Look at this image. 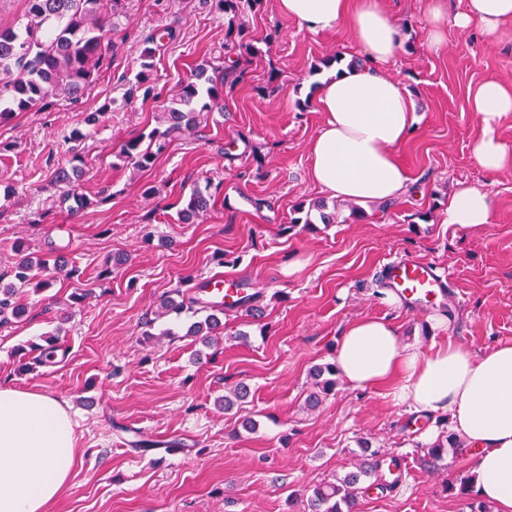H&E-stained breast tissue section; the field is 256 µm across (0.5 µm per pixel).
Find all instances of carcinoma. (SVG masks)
Here are the masks:
<instances>
[{"label":"carcinoma","instance_id":"1","mask_svg":"<svg viewBox=\"0 0 512 512\" xmlns=\"http://www.w3.org/2000/svg\"><path fill=\"white\" fill-rule=\"evenodd\" d=\"M224 13L227 26L224 39L227 48L236 52L237 59L226 67L197 68L193 79L182 84L178 93L162 112L165 129H155L149 142L136 136L121 146V156L138 170H149L169 143L180 134L200 125L201 114L209 113L222 104L224 95L242 83L247 75L243 61L256 52L250 33L241 17L254 12L263 0H211ZM118 0H27V22L17 29L0 30V122L8 121L14 112L44 108L52 98L63 96L77 102L84 97L99 70L110 64L112 42L107 38L105 20L112 17ZM155 48L143 51L137 84L144 95L153 93L150 85ZM82 156L72 155L70 165L60 166L54 180L60 186L59 204L69 210L82 209L90 200L78 192L76 177ZM218 190L211 183L194 185L186 206L180 210L181 221L190 224L214 204ZM16 261L9 282L0 275V325L20 321L27 313L21 294L27 290L41 292L54 282L46 261L33 260L24 253L22 245L15 247ZM190 313L201 316L187 328V335L205 346L218 343L224 333V309L212 306L196 296H187L180 289L161 297L154 318L146 322L152 327L155 320L166 315ZM47 347H36L32 360L39 365L56 362L59 345L56 339L46 340ZM336 363L315 366L310 374L313 388L306 403L313 407L336 390ZM462 443L453 434L437 438L427 452L433 465L443 461L448 452H456ZM379 453L366 456L344 476L334 482L319 484L307 498L308 512H357L361 484L371 478L378 467Z\"/></svg>","mask_w":512,"mask_h":512}]
</instances>
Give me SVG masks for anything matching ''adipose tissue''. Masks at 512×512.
<instances>
[{
	"label": "adipose tissue",
	"instance_id": "ef3b65f1",
	"mask_svg": "<svg viewBox=\"0 0 512 512\" xmlns=\"http://www.w3.org/2000/svg\"><path fill=\"white\" fill-rule=\"evenodd\" d=\"M279 11L313 32L347 24L368 57L364 67H341L317 93L323 125L310 144L312 181L330 196L360 204L393 200L409 176L396 150L414 129L412 102L385 67L402 33L383 0H277ZM512 0H466L449 13L447 0H426L429 44L441 48L447 26L481 25L503 32ZM469 109L480 134L472 146L476 168L492 177L512 169V149L499 137L512 117V88L487 80L470 90ZM486 189L466 185L448 202V221L482 228L493 215ZM336 366L354 388L385 389L393 405L411 413L444 415L466 440L479 497L512 512V343L475 354L448 336L428 350L405 343L383 317L349 322L336 348ZM83 450L67 403L57 396L0 384V512H51L69 487Z\"/></svg>",
	"mask_w": 512,
	"mask_h": 512
}]
</instances>
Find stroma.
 Here are the masks:
<instances>
[{"mask_svg": "<svg viewBox=\"0 0 512 512\" xmlns=\"http://www.w3.org/2000/svg\"><path fill=\"white\" fill-rule=\"evenodd\" d=\"M384 4L405 33L385 73L403 83L418 119L399 150L408 190L386 209L368 204L353 216L348 201L310 180L309 146L324 120L318 87L335 73V56L359 52L344 28H301L276 0L244 17L258 50L250 80L225 96L223 112L172 140L152 169L134 170L122 144L158 128L192 69L229 57L224 16L208 0H121L112 64L82 102L59 98L0 123V273L20 243L49 261L62 253L83 272L29 294L26 319L0 326V380L65 401L87 450L57 512H306L312 488L350 471L365 445L402 456L410 469L398 489L359 495V512H469L448 489L471 476L466 454H448L436 469L427 463L447 420L411 414L384 390L343 381L318 409L304 406L310 369L334 360L344 326L359 317L391 318L403 340L422 349L432 341V318L442 315L448 336L474 352L512 342V171H478L471 147L479 129L468 105L470 88L484 81L512 85V42L451 27L436 50L426 40L425 0ZM160 28L170 36L153 59L155 100L133 85L146 40ZM105 103L104 121L86 129V114ZM78 131L82 192L93 203L72 214L58 206L52 172L68 164ZM228 147L233 157L222 156ZM206 181L222 193L195 223H181L192 185ZM461 184L491 192L490 224H448V199ZM103 189L108 199L96 202ZM320 202L335 210V223H321ZM294 218L315 230L286 231ZM116 252L126 265L102 277ZM222 254L235 264L219 265ZM398 258L433 263L450 276L449 293L428 310L381 304V270ZM293 261L299 269L284 274ZM187 275L246 284L260 294L263 317L227 311L223 339L210 348L187 337L186 317L157 321L146 340V313ZM79 288L91 296L70 303ZM166 328L173 336H163ZM54 333L64 359L19 375V359ZM239 382L250 396L225 411L221 401ZM247 418L254 429L243 427ZM173 438L182 445L175 455L166 447Z\"/></svg>", "mask_w": 512, "mask_h": 512, "instance_id": "stroma-1", "label": "stroma"}]
</instances>
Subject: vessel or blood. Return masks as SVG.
I'll list each match as a JSON object with an SVG mask.
<instances>
[{"label":"vessel or blood","mask_w":512,"mask_h":512,"mask_svg":"<svg viewBox=\"0 0 512 512\" xmlns=\"http://www.w3.org/2000/svg\"><path fill=\"white\" fill-rule=\"evenodd\" d=\"M386 281L392 290L417 307L427 305L451 288L450 278L440 274L432 263L415 260L388 263ZM203 295L210 301L232 305L241 291L235 282L213 280Z\"/></svg>","instance_id":"1"}]
</instances>
